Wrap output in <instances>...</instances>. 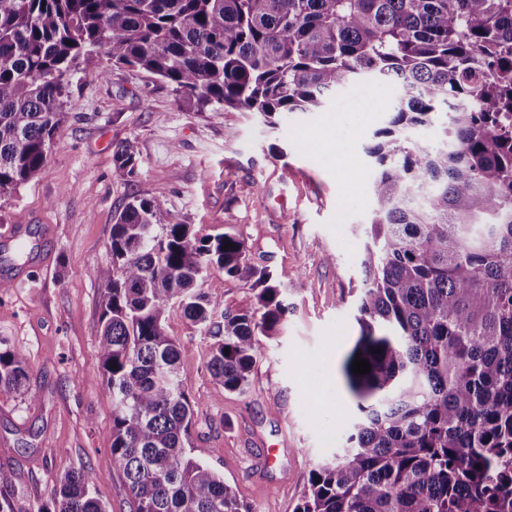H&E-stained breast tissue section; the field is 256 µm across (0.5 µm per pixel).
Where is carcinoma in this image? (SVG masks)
I'll use <instances>...</instances> for the list:
<instances>
[{
  "label": "carcinoma",
  "mask_w": 512,
  "mask_h": 512,
  "mask_svg": "<svg viewBox=\"0 0 512 512\" xmlns=\"http://www.w3.org/2000/svg\"><path fill=\"white\" fill-rule=\"evenodd\" d=\"M142 68L186 102L320 112L344 85L398 84L369 146L379 172L343 371L361 400L346 446L311 471L295 512H512V0H0V201L45 170L71 76ZM446 108L442 144L408 135ZM117 169L132 177L128 144ZM231 248H225V245ZM101 376L112 389V461L132 512H249L192 454L193 405L165 321L172 301L211 340L206 369L244 393L288 304L245 241L196 238L161 198L128 201L112 225ZM210 266L252 283L257 308L220 311ZM370 373L352 371L355 356ZM27 359L0 348V389ZM41 512H107L87 470Z\"/></svg>",
  "instance_id": "1"
}]
</instances>
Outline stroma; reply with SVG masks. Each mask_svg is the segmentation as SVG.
I'll return each mask as SVG.
<instances>
[{"label":"stroma","instance_id":"obj_1","mask_svg":"<svg viewBox=\"0 0 512 512\" xmlns=\"http://www.w3.org/2000/svg\"><path fill=\"white\" fill-rule=\"evenodd\" d=\"M397 96L386 84H348L324 111L282 113L271 129L218 105L187 109L169 83L140 69L73 78L44 173L0 202V274L18 277L0 290V346L22 350L29 366L23 391L0 390L8 512H41L55 480L84 468L108 512H131L112 461V395L99 380L103 287L88 270L111 266L112 226L134 197L164 199L196 237L238 235L253 264L292 282L287 321L262 338L247 393L210 377V341L181 306H170L165 329L194 401V456L250 512H294L311 470L344 446L340 420L357 412L342 366L359 336L377 174L366 148ZM314 128L327 134L311 143ZM121 144L135 152V176L115 166ZM202 288L226 311L256 306L254 289L222 269L209 268Z\"/></svg>","mask_w":512,"mask_h":512}]
</instances>
